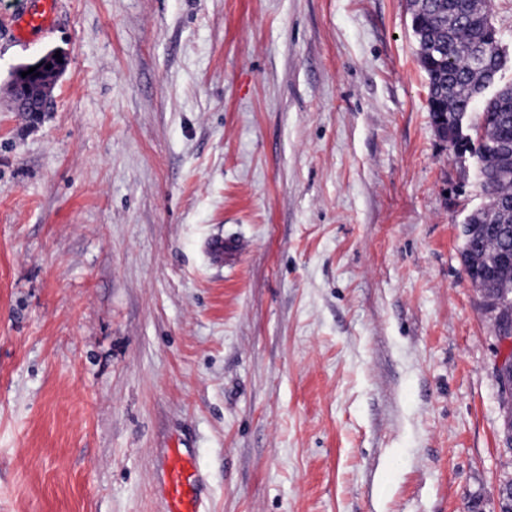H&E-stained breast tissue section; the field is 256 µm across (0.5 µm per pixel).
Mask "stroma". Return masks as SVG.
Returning a JSON list of instances; mask_svg holds the SVG:
<instances>
[{"label":"stroma","instance_id":"obj_1","mask_svg":"<svg viewBox=\"0 0 512 512\" xmlns=\"http://www.w3.org/2000/svg\"><path fill=\"white\" fill-rule=\"evenodd\" d=\"M0 0V512H497L482 198L407 0ZM66 53L39 119L10 73ZM245 241L215 261L211 240ZM31 6H26L16 14L12 27L13 34L20 40H25L31 33H45L52 27L60 0H30ZM200 474L189 448L169 449L163 473L167 512H200Z\"/></svg>","mask_w":512,"mask_h":512}]
</instances>
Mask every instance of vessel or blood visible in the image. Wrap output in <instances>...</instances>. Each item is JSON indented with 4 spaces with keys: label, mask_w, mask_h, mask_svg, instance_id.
Masks as SVG:
<instances>
[{
    "label": "vessel or blood",
    "mask_w": 512,
    "mask_h": 512,
    "mask_svg": "<svg viewBox=\"0 0 512 512\" xmlns=\"http://www.w3.org/2000/svg\"><path fill=\"white\" fill-rule=\"evenodd\" d=\"M59 0H31L30 6L16 14L12 27L18 39L31 33H44L52 27ZM200 474L190 449L169 451L163 473V496L167 512H200Z\"/></svg>",
    "instance_id": "1"
}]
</instances>
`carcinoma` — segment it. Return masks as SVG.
<instances>
[{
    "label": "carcinoma",
    "instance_id": "cac0c4a2",
    "mask_svg": "<svg viewBox=\"0 0 512 512\" xmlns=\"http://www.w3.org/2000/svg\"><path fill=\"white\" fill-rule=\"evenodd\" d=\"M410 10L428 110L448 113L438 136L453 140L460 116L473 127L485 203L471 211L461 257L480 281L481 307L496 333L512 322V160L501 149L512 143V88L485 95L488 74L502 67L488 41L487 0H410Z\"/></svg>",
    "mask_w": 512,
    "mask_h": 512
}]
</instances>
